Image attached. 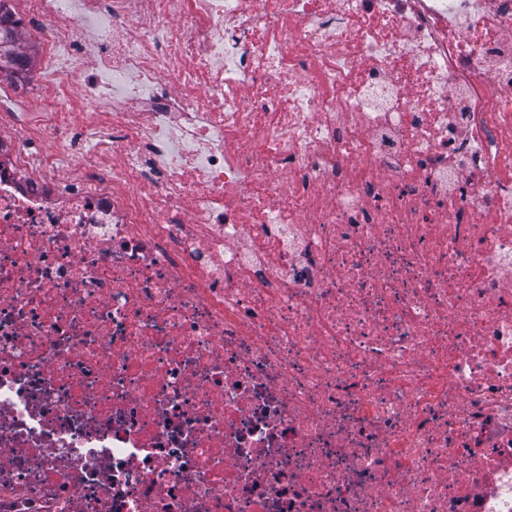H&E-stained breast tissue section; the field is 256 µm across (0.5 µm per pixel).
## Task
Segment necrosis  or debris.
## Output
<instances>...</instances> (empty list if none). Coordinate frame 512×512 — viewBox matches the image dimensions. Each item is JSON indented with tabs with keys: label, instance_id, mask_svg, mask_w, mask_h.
Listing matches in <instances>:
<instances>
[{
	"label": "necrosis or debris",
	"instance_id": "necrosis-or-debris-1",
	"mask_svg": "<svg viewBox=\"0 0 512 512\" xmlns=\"http://www.w3.org/2000/svg\"><path fill=\"white\" fill-rule=\"evenodd\" d=\"M5 2L0 512H512V0ZM15 36L14 32L9 28L3 30L1 36L0 28V73H7L13 75V64L16 59L14 52Z\"/></svg>",
	"mask_w": 512,
	"mask_h": 512
}]
</instances>
